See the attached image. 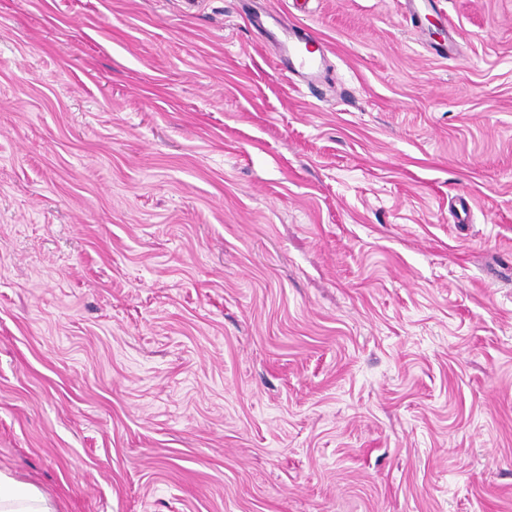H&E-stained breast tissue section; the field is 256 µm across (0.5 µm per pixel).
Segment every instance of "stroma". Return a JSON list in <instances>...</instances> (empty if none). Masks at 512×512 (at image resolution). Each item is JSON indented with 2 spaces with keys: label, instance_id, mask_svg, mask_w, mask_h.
Returning <instances> with one entry per match:
<instances>
[{
  "label": "stroma",
  "instance_id": "stroma-1",
  "mask_svg": "<svg viewBox=\"0 0 512 512\" xmlns=\"http://www.w3.org/2000/svg\"><path fill=\"white\" fill-rule=\"evenodd\" d=\"M405 2L0 0V470L512 512V0ZM278 26V34L273 36L280 42L283 49L288 52V72L298 78V82L309 87L315 85L323 75L326 58L320 47L310 49V44H315L316 39L311 34H305L296 29V25L289 24L282 18ZM304 44V48L301 46Z\"/></svg>",
  "mask_w": 512,
  "mask_h": 512
}]
</instances>
